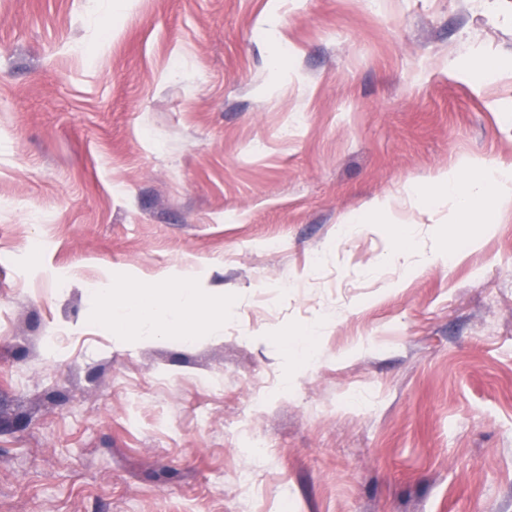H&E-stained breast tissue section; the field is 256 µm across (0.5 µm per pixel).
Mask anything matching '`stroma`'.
I'll list each match as a JSON object with an SVG mask.
<instances>
[{
	"label": "stroma",
	"mask_w": 512,
	"mask_h": 512,
	"mask_svg": "<svg viewBox=\"0 0 512 512\" xmlns=\"http://www.w3.org/2000/svg\"><path fill=\"white\" fill-rule=\"evenodd\" d=\"M461 159L512 0H0V512H512V201H404ZM186 271L221 335L86 292Z\"/></svg>",
	"instance_id": "obj_1"
}]
</instances>
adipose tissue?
Wrapping results in <instances>:
<instances>
[{
    "label": "adipose tissue",
    "instance_id": "obj_1",
    "mask_svg": "<svg viewBox=\"0 0 512 512\" xmlns=\"http://www.w3.org/2000/svg\"><path fill=\"white\" fill-rule=\"evenodd\" d=\"M436 184L441 192L470 207L477 198L486 196L512 197V166L483 167L477 178L461 182L457 166L440 173ZM94 302L101 310L104 323L123 327L136 339L155 338L161 327L176 323L190 327L198 319L206 320L211 332L224 326V310L219 304L201 305L195 294H176L160 288H149L136 282L122 287H106L94 293Z\"/></svg>",
    "mask_w": 512,
    "mask_h": 512
}]
</instances>
